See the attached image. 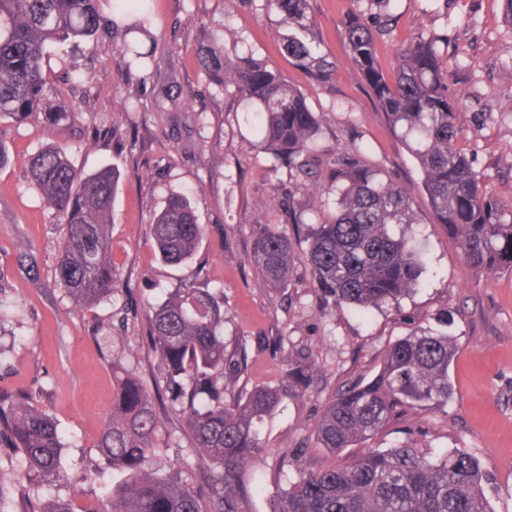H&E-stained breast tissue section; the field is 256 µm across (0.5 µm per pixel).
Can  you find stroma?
<instances>
[{
	"label": "stroma",
	"mask_w": 512,
	"mask_h": 512,
	"mask_svg": "<svg viewBox=\"0 0 512 512\" xmlns=\"http://www.w3.org/2000/svg\"><path fill=\"white\" fill-rule=\"evenodd\" d=\"M153 7L156 62L178 79L169 93L150 80L127 82L122 40L107 37L51 48L45 59L50 100L77 114L64 133H48L38 113L0 121L10 153L0 167V390L32 392L64 434L61 467L71 482L49 487L48 495L93 506L103 484L116 480L96 446L112 409V363L147 380L159 373L142 343V324L123 323L125 310L134 302L161 303L180 284L195 282L223 290L225 339L243 337L252 346L247 388L279 386L288 359L308 349L320 353L322 381L306 395L284 397L263 425L267 452L256 467L263 489L252 512H271L278 483L294 474L291 465L278 469L284 455L300 454L311 467L341 463L313 434L323 408L352 382L370 380L398 339L443 321L457 344L447 406L422 408L370 444L402 442L411 428L429 455L466 450L488 474L494 512H512V273L479 276L465 263L447 227L435 221L415 159L349 61L344 23L367 11V0H310L320 50L334 64L320 84L284 51V28L265 0H155ZM386 12L387 29L376 37L384 72L393 74L397 50L414 38L434 42L448 63V92L461 96L458 145L487 193L512 207V26L502 0H391ZM206 36L228 55L275 65L305 93L321 119L324 148L360 147L407 186L427 257L422 288L365 318L348 307L321 313L303 259L307 244L299 239L287 287L262 281L255 234L263 223L287 227L292 196L277 186L270 155L252 149V130L233 94L204 72L198 49ZM50 142L83 172L110 165L120 173L109 229L120 289L89 310L55 275L64 230L28 175L29 157ZM176 192L190 194L207 234L191 260L172 265L160 259L150 229ZM292 198L308 201L300 193Z\"/></svg>",
	"instance_id": "obj_1"
}]
</instances>
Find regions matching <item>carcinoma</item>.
Listing matches in <instances>:
<instances>
[{
	"label": "carcinoma",
	"instance_id": "carcinoma-1",
	"mask_svg": "<svg viewBox=\"0 0 512 512\" xmlns=\"http://www.w3.org/2000/svg\"><path fill=\"white\" fill-rule=\"evenodd\" d=\"M0 0V120L44 115L46 126L63 132L75 113L55 108L46 94L42 59L52 45H77L122 32L126 70L152 62V0ZM285 27L283 48L295 64L323 81L333 62L321 54L308 0H268ZM383 15L349 18L345 38L351 63L390 125L400 132L418 163L430 209L457 241L478 274L512 272V211L489 196L481 176L458 147L459 98L448 94V68L432 42L417 38L398 54L393 80L377 59L374 28ZM210 79L233 92L256 133L255 147L284 169L288 185L312 202L336 195L334 218L306 227L305 261L314 291L324 302L364 313L414 293L422 283L425 257L416 239L407 190L355 149L331 152L320 144L321 120L306 95L290 86L268 62L232 59L213 40L199 47ZM331 171L327 185L317 169ZM30 183L64 225L56 277L77 305L89 309L118 291L108 228L119 174L111 166L91 173L75 169L54 144L28 161ZM206 234L188 197L171 195L152 220L161 259L184 263ZM292 237L276 225L255 236L254 256L264 282L288 283ZM147 343L162 381L147 382L116 365L112 411L98 438L105 463L121 479L99 506L82 512H252L260 482L246 468L266 448L260 424L281 403L283 392L314 387L319 356L309 350L289 369L283 388L239 386L249 367L248 343L224 341V295L206 286L176 288L145 311ZM455 348L448 333L419 328L392 344L377 374L354 382L327 404L314 434L332 454L361 448L342 466L299 468L276 492L273 512H492L488 480L477 457L455 450L438 457L408 439L387 448L364 443L390 423L423 406L448 405V367ZM174 413L190 441L193 463L153 468L164 416ZM26 462L18 493L0 482V512H75L44 488L66 480L60 468L62 436L51 414L31 395L0 392V449Z\"/></svg>",
	"mask_w": 512,
	"mask_h": 512
}]
</instances>
